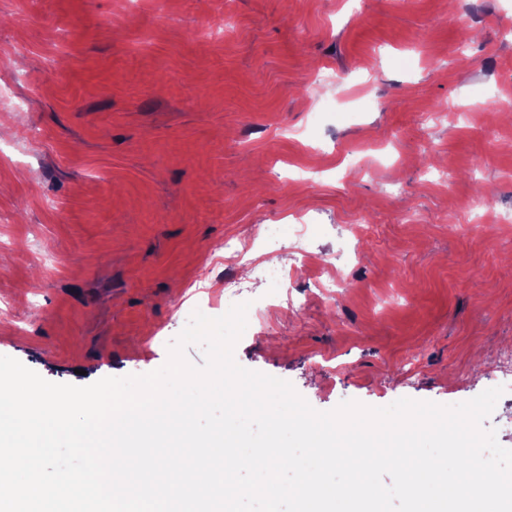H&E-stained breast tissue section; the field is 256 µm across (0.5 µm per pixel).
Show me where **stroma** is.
Instances as JSON below:
<instances>
[{"mask_svg": "<svg viewBox=\"0 0 512 512\" xmlns=\"http://www.w3.org/2000/svg\"><path fill=\"white\" fill-rule=\"evenodd\" d=\"M125 2L0 0V355L78 386L154 371L181 310L227 312L229 273L269 303L235 361L315 410L489 389L512 348V0ZM299 221L349 252L335 302L298 274L296 313L207 263L263 224L288 263Z\"/></svg>", "mask_w": 512, "mask_h": 512, "instance_id": "obj_1", "label": "stroma"}]
</instances>
